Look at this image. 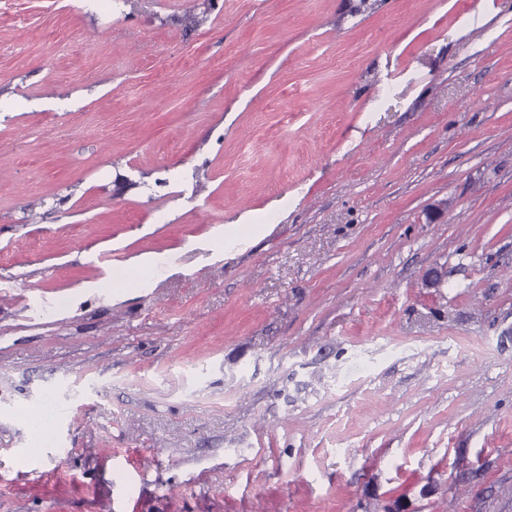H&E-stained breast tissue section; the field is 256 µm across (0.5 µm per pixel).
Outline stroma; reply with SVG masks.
<instances>
[{"mask_svg":"<svg viewBox=\"0 0 512 512\" xmlns=\"http://www.w3.org/2000/svg\"><path fill=\"white\" fill-rule=\"evenodd\" d=\"M0 512H512V0H0Z\"/></svg>","mask_w":512,"mask_h":512,"instance_id":"obj_1","label":"stroma"}]
</instances>
